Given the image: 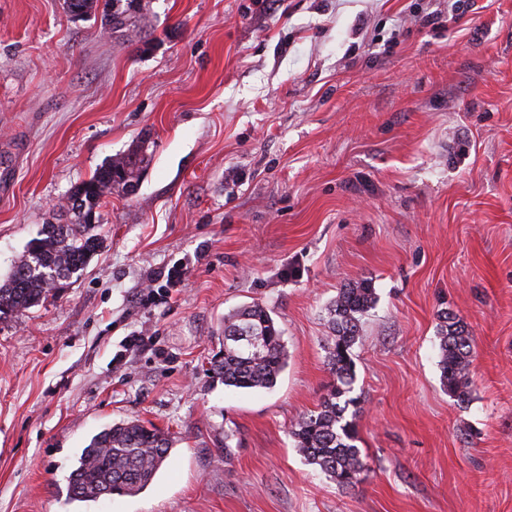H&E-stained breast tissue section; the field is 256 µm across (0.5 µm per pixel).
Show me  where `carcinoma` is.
I'll use <instances>...</instances> for the list:
<instances>
[{
    "label": "carcinoma",
    "instance_id": "1",
    "mask_svg": "<svg viewBox=\"0 0 512 512\" xmlns=\"http://www.w3.org/2000/svg\"><path fill=\"white\" fill-rule=\"evenodd\" d=\"M68 13H96L110 29L138 27L141 8L127 0L114 9V0H65ZM147 162L138 145L101 165L75 186L67 197L66 224H45L26 245L7 279L0 283V319L25 315L46 294L83 270L102 244L98 233L102 197L121 184L132 192ZM376 303L369 280L347 284L328 308L327 369L330 382L317 407L290 429L294 448L338 486L361 482L365 471L356 444V399L349 396L354 381L351 350L360 336L361 321ZM439 368L448 393L465 400L473 365L472 338L454 313L439 315ZM224 348L210 362L209 371L237 389H270L284 370L288 353L282 331L270 311L258 303L242 305L224 315ZM172 448L169 436L138 419L115 423L96 434L83 448L68 477L67 495L80 502H96L112 495L134 494L146 487Z\"/></svg>",
    "mask_w": 512,
    "mask_h": 512
}]
</instances>
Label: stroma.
<instances>
[{
  "instance_id": "obj_1",
  "label": "stroma",
  "mask_w": 512,
  "mask_h": 512,
  "mask_svg": "<svg viewBox=\"0 0 512 512\" xmlns=\"http://www.w3.org/2000/svg\"><path fill=\"white\" fill-rule=\"evenodd\" d=\"M141 2L127 38L64 0H0V281L72 187L148 157L103 197L81 275L0 320V512H512V0ZM176 263L185 281L144 298ZM359 279L366 470L342 489L290 429ZM252 302L288 350L270 390L206 373ZM446 310L473 340L463 403L440 379ZM129 418L174 440L155 478L69 500L82 448Z\"/></svg>"
}]
</instances>
